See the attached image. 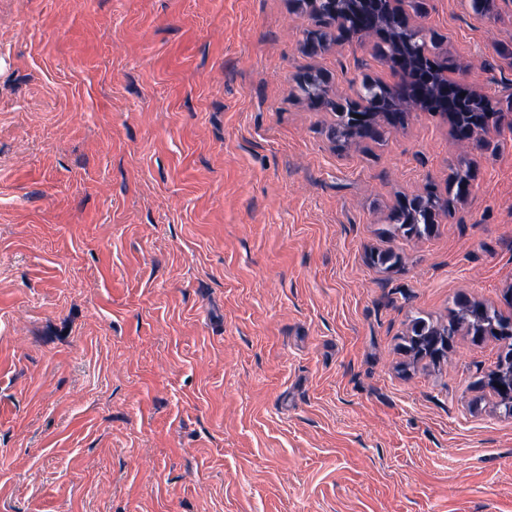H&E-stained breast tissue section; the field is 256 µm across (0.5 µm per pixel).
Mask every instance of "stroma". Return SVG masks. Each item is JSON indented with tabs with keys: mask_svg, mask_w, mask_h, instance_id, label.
<instances>
[{
	"mask_svg": "<svg viewBox=\"0 0 512 512\" xmlns=\"http://www.w3.org/2000/svg\"><path fill=\"white\" fill-rule=\"evenodd\" d=\"M423 3L505 107L482 145L418 110L335 140L296 75L390 69L303 55L290 0H0V512H512L501 341L401 347L461 293L512 317V0ZM473 180V169L466 164H459L448 179V196H452V201L465 199L470 194ZM416 206H404L399 202L391 216V224L388 233L391 237H422L429 236L435 226L436 215L446 210L445 203L448 200L440 197L433 191H427L425 195L416 197Z\"/></svg>",
	"mask_w": 512,
	"mask_h": 512,
	"instance_id": "1",
	"label": "stroma"
}]
</instances>
